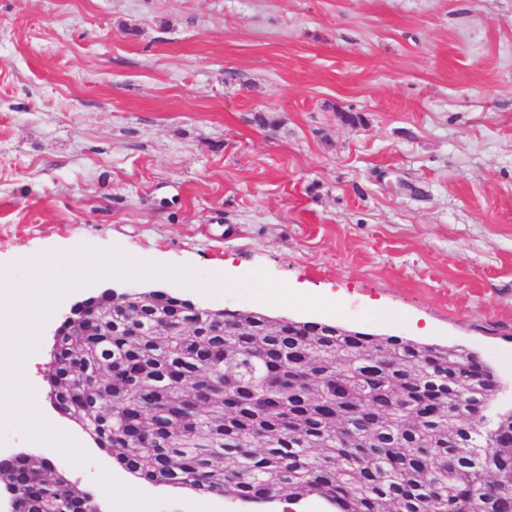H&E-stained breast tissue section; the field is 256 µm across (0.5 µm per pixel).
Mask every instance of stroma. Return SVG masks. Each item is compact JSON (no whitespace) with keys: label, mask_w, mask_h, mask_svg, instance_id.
I'll use <instances>...</instances> for the list:
<instances>
[{"label":"stroma","mask_w":512,"mask_h":512,"mask_svg":"<svg viewBox=\"0 0 512 512\" xmlns=\"http://www.w3.org/2000/svg\"><path fill=\"white\" fill-rule=\"evenodd\" d=\"M0 268L56 282L23 383L0 376V396L34 395L7 448L81 431L44 380L73 304L112 289L209 307L219 271L245 283L223 308L464 346L512 410V0H0ZM83 461L74 485L118 493L102 512L129 491L146 512H333Z\"/></svg>","instance_id":"stroma-1"}]
</instances>
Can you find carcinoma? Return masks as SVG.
I'll list each match as a JSON object with an SVG mask.
<instances>
[{
	"instance_id": "carcinoma-1",
	"label": "carcinoma",
	"mask_w": 512,
	"mask_h": 512,
	"mask_svg": "<svg viewBox=\"0 0 512 512\" xmlns=\"http://www.w3.org/2000/svg\"><path fill=\"white\" fill-rule=\"evenodd\" d=\"M189 335H156L155 311ZM237 336H212L191 301L144 302L135 320L112 318V335L86 337L87 357L73 366L74 324L58 328L60 410L79 417L94 401L76 391L101 370L112 373L120 405L112 420L86 433L129 474L153 485L186 488L264 504L316 495L337 512H512V446L488 445L480 426L448 440L459 411L496 396V378L463 387L457 368L474 359L460 346L440 347L345 330L336 325L277 332L252 311ZM282 371L317 376L318 393L302 383L276 385ZM220 378L224 389L211 386ZM196 394L195 437L167 439L161 425L178 413L183 391ZM490 472L500 475L486 492ZM0 484L16 512H99L45 459H0Z\"/></svg>"
}]
</instances>
